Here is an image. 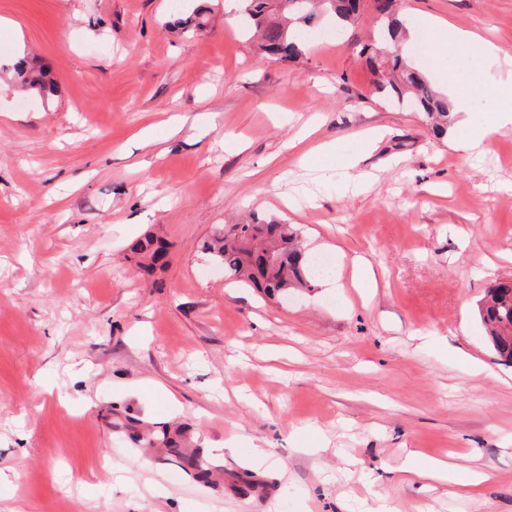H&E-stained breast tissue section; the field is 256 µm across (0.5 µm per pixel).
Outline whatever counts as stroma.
<instances>
[{
    "mask_svg": "<svg viewBox=\"0 0 512 512\" xmlns=\"http://www.w3.org/2000/svg\"><path fill=\"white\" fill-rule=\"evenodd\" d=\"M171 2L0 0V512H512V365L476 317L512 280V125L470 154L485 98L437 138L375 94L370 8L277 62L225 0H200L201 32ZM396 4L430 25L421 71L439 20L512 53V0ZM19 54L52 100L22 91ZM253 214L331 275L286 302L235 282L200 244ZM147 236L169 245L150 273ZM164 425L180 453L130 439ZM449 456L492 480H397Z\"/></svg>",
    "mask_w": 512,
    "mask_h": 512,
    "instance_id": "stroma-1",
    "label": "stroma"
}]
</instances>
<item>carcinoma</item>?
Wrapping results in <instances>:
<instances>
[{"instance_id": "obj_1", "label": "carcinoma", "mask_w": 512, "mask_h": 512, "mask_svg": "<svg viewBox=\"0 0 512 512\" xmlns=\"http://www.w3.org/2000/svg\"><path fill=\"white\" fill-rule=\"evenodd\" d=\"M284 0H241V15L261 55L295 60L308 39L303 27L312 23L315 11L328 10L334 27L341 31L359 15L357 0H310L301 10L283 5ZM395 0H371L379 22L378 40L362 46L360 53L379 76L376 90L391 100L408 98L423 114L437 136L448 128V95L442 93L422 72L411 68L401 47L406 19L394 10ZM21 82L41 98L54 95V85L29 61L16 64ZM299 233L276 219L254 217L245 224H223L202 245L204 253L224 266V272L269 298L292 290L310 288L314 277L305 253L298 245ZM134 250L140 266L152 269L167 254L166 244L147 238ZM479 316L497 354L512 361V283L502 282L487 291Z\"/></svg>"}]
</instances>
